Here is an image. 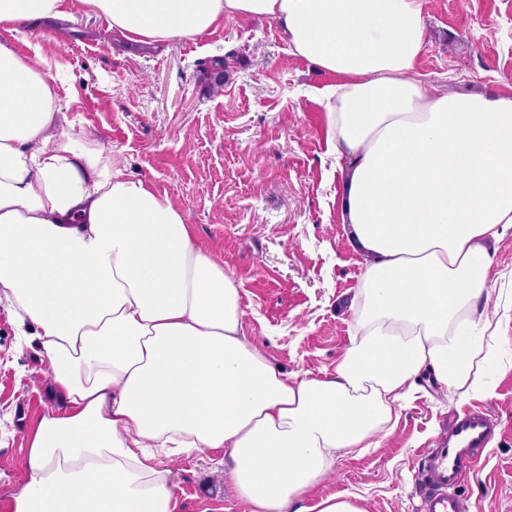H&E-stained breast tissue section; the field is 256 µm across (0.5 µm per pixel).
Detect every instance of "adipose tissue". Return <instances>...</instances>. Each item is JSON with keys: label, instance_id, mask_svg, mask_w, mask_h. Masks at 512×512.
I'll use <instances>...</instances> for the list:
<instances>
[{"label": "adipose tissue", "instance_id": "1", "mask_svg": "<svg viewBox=\"0 0 512 512\" xmlns=\"http://www.w3.org/2000/svg\"><path fill=\"white\" fill-rule=\"evenodd\" d=\"M77 11L136 43L261 17L338 76L318 98L366 272L335 375L284 376L247 343L239 290L183 212L97 142L55 136L49 73L0 42V305L59 399L10 512H181L165 460L210 449L250 512H365L304 501L337 457L394 428L417 380L464 399L499 357L489 246L512 228V91L413 79L420 0H0V25Z\"/></svg>", "mask_w": 512, "mask_h": 512}]
</instances>
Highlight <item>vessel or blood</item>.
Listing matches in <instances>:
<instances>
[{
	"instance_id": "vessel-or-blood-1",
	"label": "vessel or blood",
	"mask_w": 512,
	"mask_h": 512,
	"mask_svg": "<svg viewBox=\"0 0 512 512\" xmlns=\"http://www.w3.org/2000/svg\"><path fill=\"white\" fill-rule=\"evenodd\" d=\"M493 433L494 424L483 410L450 415L435 444L416 455L418 474L425 488L420 512H467V504L459 493L461 481Z\"/></svg>"
}]
</instances>
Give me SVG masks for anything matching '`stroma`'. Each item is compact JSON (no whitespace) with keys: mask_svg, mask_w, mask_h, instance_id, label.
I'll use <instances>...</instances> for the list:
<instances>
[{"mask_svg":"<svg viewBox=\"0 0 512 512\" xmlns=\"http://www.w3.org/2000/svg\"><path fill=\"white\" fill-rule=\"evenodd\" d=\"M426 43L415 76L451 94L512 86V0H422ZM0 41L54 75L59 130L96 140L135 177L168 194L194 241L240 291L246 339L282 372L335 375L350 341V300L365 270L340 222L341 178L311 90L335 83L293 55L275 24L224 22L192 39L129 43L102 17L0 27ZM228 63L215 93L203 72ZM489 309L512 290V229L495 246ZM499 368L485 392L460 400L428 385L399 407L393 431L337 458L311 502L359 497L366 512H419L414 453L439 436L450 409L489 411L497 433L461 487L469 512H512V310L500 326ZM46 368L21 345L0 306V506L24 474L27 437L56 406ZM184 512H247L223 452L172 464Z\"/></svg>","mask_w":512,"mask_h":512,"instance_id":"stroma-1","label":"stroma"}]
</instances>
